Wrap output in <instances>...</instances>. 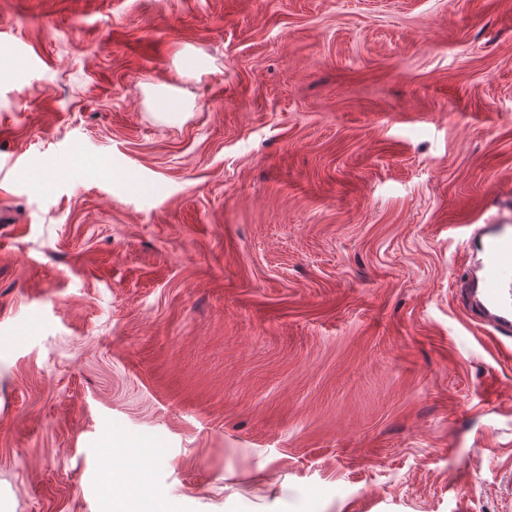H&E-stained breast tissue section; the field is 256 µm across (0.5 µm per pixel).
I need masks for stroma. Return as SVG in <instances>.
<instances>
[{
    "label": "stroma",
    "instance_id": "1",
    "mask_svg": "<svg viewBox=\"0 0 512 512\" xmlns=\"http://www.w3.org/2000/svg\"><path fill=\"white\" fill-rule=\"evenodd\" d=\"M512 0H0V512H507ZM483 231L479 258L480 298L476 313L495 332L512 334V225ZM146 466L139 479L128 484V489L122 503V506L115 512H158L176 510L172 506H166L160 503L154 492L150 489L145 478Z\"/></svg>",
    "mask_w": 512,
    "mask_h": 512
}]
</instances>
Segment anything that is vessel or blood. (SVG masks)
<instances>
[{"label": "vessel or blood", "mask_w": 512, "mask_h": 512, "mask_svg": "<svg viewBox=\"0 0 512 512\" xmlns=\"http://www.w3.org/2000/svg\"><path fill=\"white\" fill-rule=\"evenodd\" d=\"M478 266L477 313L495 332L512 334V225L497 224L482 232Z\"/></svg>", "instance_id": "vessel-or-blood-1"}]
</instances>
